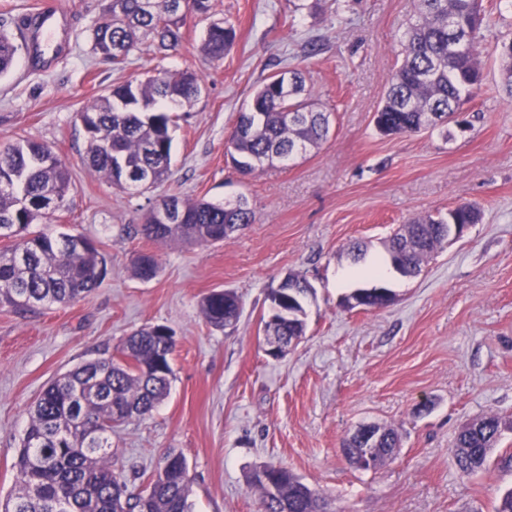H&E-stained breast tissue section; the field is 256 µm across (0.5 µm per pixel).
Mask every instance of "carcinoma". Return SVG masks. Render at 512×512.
I'll return each instance as SVG.
<instances>
[{
  "mask_svg": "<svg viewBox=\"0 0 512 512\" xmlns=\"http://www.w3.org/2000/svg\"><path fill=\"white\" fill-rule=\"evenodd\" d=\"M211 0H112L93 30V50L120 60L139 49L142 31L154 34L155 49L177 47L186 18L211 15ZM486 15L482 0H419L416 19L400 41L401 63L382 104L375 112L384 135L417 133L432 128L421 121L433 112L448 123L461 102L483 80L478 53ZM236 39L230 24L211 22L201 51L210 60L224 59ZM19 45L0 31V75L8 73ZM502 86L512 97V41L499 54ZM202 77L190 70H160L145 79L127 81L88 102L77 113L87 140L85 164L120 189L148 190L171 176V113L195 101ZM331 113L321 112L306 95L303 70L285 67L265 78L238 113L229 139L235 170L249 176L275 161H286L325 142ZM70 190V173L46 145L20 139L0 150V302L16 308L68 305L89 296L102 282L106 258L98 245L82 235L55 233L52 219ZM180 217L160 224L148 211L141 234L162 243L210 244L231 238L226 227L243 229L256 219L247 199L233 204L172 198ZM479 209L468 202L448 216H419L384 241L392 261L405 275L448 241V225L475 224ZM152 254L138 257L134 271L142 280L156 275ZM293 296L274 288L269 293L266 333L289 345L304 335L306 279ZM206 322L223 329L239 321L242 304L231 290H213L202 300ZM174 333L166 326L144 327L126 338L116 357L83 363L53 381L30 410L29 422L15 463L17 488L3 512H193L192 481L186 457L167 454L169 467L156 473L137 495L112 469V430L141 419L169 395ZM512 429L496 415H486L460 429L454 456L462 476L481 471L503 429ZM398 434L383 430L377 448H363L354 438L343 443L353 464L366 453L377 466L393 458ZM249 486L260 499L261 512H326V498L290 470L274 464L253 469Z\"/></svg>",
  "mask_w": 512,
  "mask_h": 512,
  "instance_id": "carcinoma-1",
  "label": "carcinoma"
}]
</instances>
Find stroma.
Listing matches in <instances>:
<instances>
[{"mask_svg":"<svg viewBox=\"0 0 512 512\" xmlns=\"http://www.w3.org/2000/svg\"><path fill=\"white\" fill-rule=\"evenodd\" d=\"M70 22L65 51L48 71L18 53L0 76V148L17 139L50 147L72 188L57 231L97 241L107 274L69 306L0 304V502L16 488L14 464L29 410L57 377L118 354L132 332L169 327L176 338L169 396L151 416L112 435V466L138 494L166 452L181 451L193 478L194 512H260L247 484L257 466L288 467L327 497L332 512H494L512 488V431L485 470L462 478L454 440L494 413L512 419V99L500 88L498 52L512 40V8L484 0L479 51L484 81L446 129L385 136L374 126L398 66L399 42L418 0H212V16L237 38L222 61L199 51L206 24L191 17L179 47L156 53L152 36L116 65L95 55L90 34L109 0H58ZM302 67L333 130L319 148L244 177L227 154L238 112L263 79ZM193 70L204 91L176 113L172 177L152 191H123L87 168L79 109L127 79L158 69ZM168 196L213 203L245 197L256 220L209 245L160 243L141 235L144 213ZM461 202L482 216L438 249L417 276L389 272L396 300L348 309L363 287L346 247L367 245L366 263L410 219ZM151 253L158 272L134 273ZM306 278L301 342L281 359L265 353L268 292L288 274ZM236 292L234 329L211 327L201 301ZM364 424L395 429L396 456L364 470L341 445Z\"/></svg>","mask_w":512,"mask_h":512,"instance_id":"35a3bbf8","label":"stroma"}]
</instances>
